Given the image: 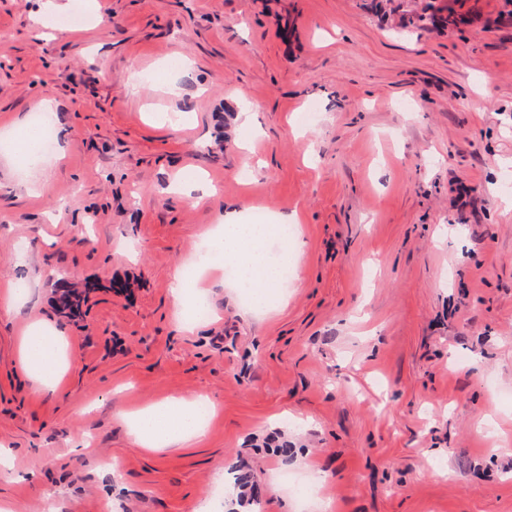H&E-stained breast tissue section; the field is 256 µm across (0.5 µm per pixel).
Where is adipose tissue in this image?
Listing matches in <instances>:
<instances>
[{
  "instance_id": "adipose-tissue-1",
  "label": "adipose tissue",
  "mask_w": 512,
  "mask_h": 512,
  "mask_svg": "<svg viewBox=\"0 0 512 512\" xmlns=\"http://www.w3.org/2000/svg\"><path fill=\"white\" fill-rule=\"evenodd\" d=\"M274 237L273 225L242 222L237 210L232 209L220 215L204 241V253L218 252L231 261L236 288L248 293L259 310L268 306L271 290L280 282V266L268 254ZM19 352L32 382L44 391H55L71 364L63 329L40 321L27 325ZM194 408V402L170 398L126 414L125 419L144 449L158 451L196 441L203 435Z\"/></svg>"
}]
</instances>
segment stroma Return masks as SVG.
Wrapping results in <instances>:
<instances>
[{"mask_svg": "<svg viewBox=\"0 0 512 512\" xmlns=\"http://www.w3.org/2000/svg\"><path fill=\"white\" fill-rule=\"evenodd\" d=\"M67 2L0 0V141L47 99L65 152L43 171L0 152V288L28 287L0 299V444L29 475L0 504L300 512L319 475L316 512H512V0ZM228 203L297 222L303 263L283 306L215 284L179 330L170 289ZM62 278L90 287L78 318ZM34 320L71 344L53 392L19 361ZM201 393L218 411L183 448L118 417Z\"/></svg>", "mask_w": 512, "mask_h": 512, "instance_id": "obj_1", "label": "stroma"}]
</instances>
